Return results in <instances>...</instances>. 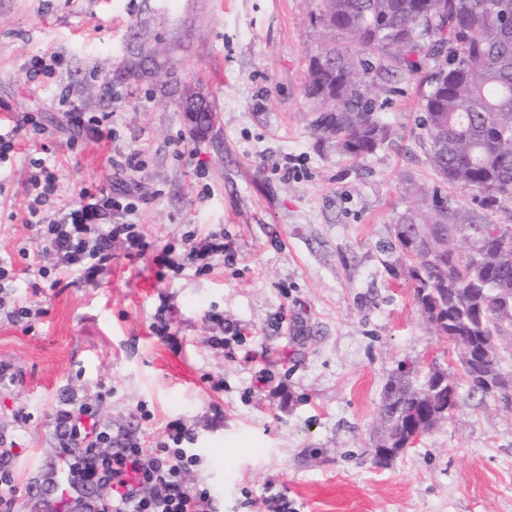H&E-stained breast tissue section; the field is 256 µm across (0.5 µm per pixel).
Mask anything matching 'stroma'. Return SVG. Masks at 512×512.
I'll return each mask as SVG.
<instances>
[{"mask_svg":"<svg viewBox=\"0 0 512 512\" xmlns=\"http://www.w3.org/2000/svg\"><path fill=\"white\" fill-rule=\"evenodd\" d=\"M315 0H0V128L30 114L0 160V255L24 275L14 294L42 310L30 331L0 321V363L20 373L0 389V441L18 474L16 512H31L39 465L54 456V414L79 389L116 433L155 442L168 422L194 434L200 462L187 479L215 512H512V406L470 395L460 349L436 335L414 298L394 226L418 209L411 187L470 201L435 173L422 136L425 65L378 82L387 141L360 160L314 130L304 96L320 49ZM168 56V73L139 82L115 69L140 42ZM52 73L31 79L29 61ZM202 91L219 114L193 135L180 108ZM73 112L111 114V138L76 136ZM140 152L144 167L127 166ZM58 189L38 220L86 205L82 189L137 203L112 221L142 224L153 245L181 251L186 236L223 230L238 258L199 275L130 259L114 245L94 285L39 278L26 226L34 160ZM173 309L172 340L153 330ZM287 321L277 325L278 314ZM243 343L214 347L224 323ZM267 381L256 384V365ZM447 371L460 403L446 422L386 465L375 464L385 387L399 366ZM111 389L100 397V389ZM32 412L27 425L19 411Z\"/></svg>","mask_w":512,"mask_h":512,"instance_id":"1","label":"stroma"}]
</instances>
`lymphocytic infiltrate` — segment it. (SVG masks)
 Wrapping results in <instances>:
<instances>
[{
	"label": "lymphocytic infiltrate",
	"instance_id": "obj_1",
	"mask_svg": "<svg viewBox=\"0 0 512 512\" xmlns=\"http://www.w3.org/2000/svg\"><path fill=\"white\" fill-rule=\"evenodd\" d=\"M100 218L93 206L35 225L38 251L54 258L52 265L38 268V275L48 279L71 273L94 284L110 267L114 243L123 244L130 258L147 253L150 243L143 225L104 224ZM236 258L219 230L187 237L179 257L165 249L153 261L161 267L190 266L207 273L217 264H234ZM16 279L13 262L0 257V318L25 324L34 312L14 298ZM55 436L59 452L68 456L74 483L93 493L83 512H213L210 492L185 481L197 459L184 447L192 435L181 422H170L165 440L149 447L135 433L113 434L111 422L96 406L71 396L55 413Z\"/></svg>",
	"mask_w": 512,
	"mask_h": 512
}]
</instances>
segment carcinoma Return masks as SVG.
I'll return each mask as SVG.
<instances>
[{"mask_svg": "<svg viewBox=\"0 0 512 512\" xmlns=\"http://www.w3.org/2000/svg\"><path fill=\"white\" fill-rule=\"evenodd\" d=\"M318 55L335 66L308 79L305 94L320 111L316 131L363 159L389 135L373 99L374 80L412 77L434 63L422 119L429 160L450 185L475 191L455 205L417 187L422 221L394 225L411 261L420 310L438 336L458 344L469 392L509 397L496 341L512 328V224L477 220L475 209L512 208V0H319ZM411 369L387 387L380 424L407 448L415 432L401 416L435 428L440 407L459 403L458 383L443 371L421 389Z\"/></svg>", "mask_w": 512, "mask_h": 512, "instance_id": "carcinoma-1", "label": "carcinoma"}]
</instances>
